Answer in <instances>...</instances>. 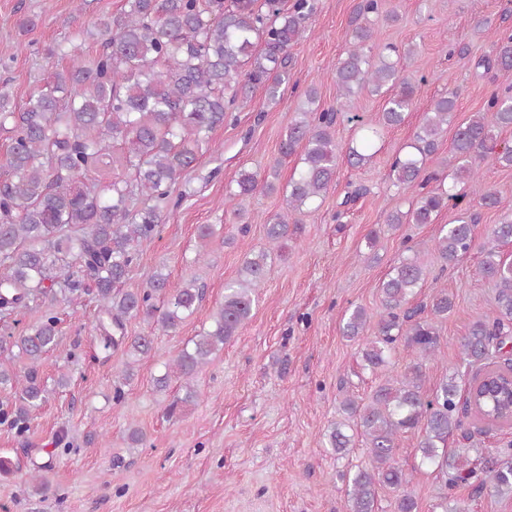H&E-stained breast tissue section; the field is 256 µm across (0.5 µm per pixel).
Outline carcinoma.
<instances>
[{
    "label": "carcinoma",
    "mask_w": 512,
    "mask_h": 512,
    "mask_svg": "<svg viewBox=\"0 0 512 512\" xmlns=\"http://www.w3.org/2000/svg\"><path fill=\"white\" fill-rule=\"evenodd\" d=\"M279 2L231 0L226 7L224 0H125L119 15L93 21L98 35L94 55L84 57L60 43L48 49V56L68 63L55 67L26 102L16 104L0 86V133H8L10 140L0 178V316L45 305L38 324L17 336H0V354L16 350L28 361L21 375L0 359V389L14 395L13 403L0 404V425L23 435L31 412L48 399L39 365L58 343V306L94 295L97 330L105 346L142 357L152 351L156 333L175 332L195 312L203 293L193 279L172 288L157 273L141 289L125 291L121 284L136 264L139 248L155 238L163 211L183 201L182 195L171 196L172 186L212 149L211 133L224 123L226 110L260 86L270 98L277 97L288 77L290 49L309 32L316 10V0H292L286 9ZM381 15V0H360L351 46L334 71L342 99L367 85L385 91L381 119L360 122L359 136L346 150L355 167L372 161L383 129L405 121L418 87V80L401 74V60L410 52L386 44L373 55L366 46ZM477 65L511 78L512 34L499 35L492 56L480 58ZM455 110L452 95L436 99L412 141L393 159L394 185L414 193L416 201L386 219L398 229L432 224L442 209H457L455 222L444 225L433 240L445 267L473 246V197L486 208L498 204L496 194L479 182L472 160L491 157L512 166V147L497 149L496 135L498 129L512 128V84L457 125L450 156L431 170L427 161ZM338 112L337 107L313 109L288 124L280 155L298 153L302 163L288 183L289 211L266 225L269 247L244 262L239 278L224 284V303L213 324L164 365L156 388H167L177 376L185 383V400L193 399L198 372L250 318L272 252L301 232L291 216L322 198L336 178L333 129ZM107 168L112 178L104 185L96 174ZM447 178L451 183L444 187ZM260 190L272 191L274 185L242 170L226 190L224 208L241 218L246 201ZM487 239L479 274L496 287L495 313L476 320L461 344L468 371L462 383L455 371L432 394L422 390L423 363L438 348L435 320L453 309L444 289L428 303L412 304L428 275L420 260L426 243L406 247L408 255L380 283L384 311L362 352L363 367L375 372L400 350L412 360L402 380L378 385L367 402L351 397L343 402L348 417L356 418L371 458V468L340 475L347 482L350 512H375L381 487L397 493V512H417L407 491L410 474L395 462L398 437L415 429L422 431L421 462L434 468L445 488L470 481L484 488L470 458L448 451V439L463 428V400L471 402L473 418L487 430L512 426V381L504 357L512 344V262L498 251L512 242V219L492 225ZM131 318L141 319L148 331L126 335ZM367 322L366 309L356 306L344 315L342 332L359 336ZM346 427L336 422L327 434L339 455L352 442ZM46 471L45 466L32 469V492L49 488ZM489 480L492 492L512 495V442L498 449Z\"/></svg>",
    "instance_id": "cac0c4a2"
}]
</instances>
